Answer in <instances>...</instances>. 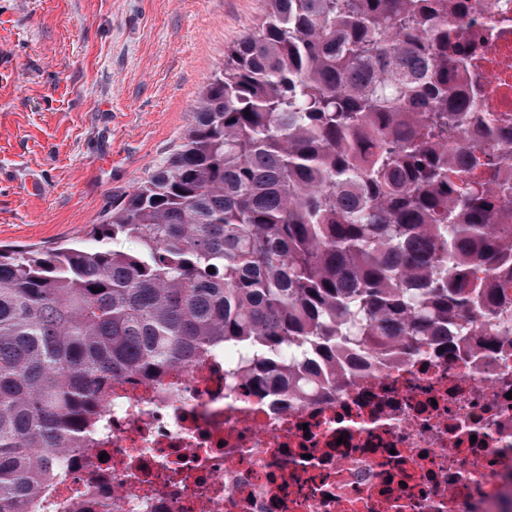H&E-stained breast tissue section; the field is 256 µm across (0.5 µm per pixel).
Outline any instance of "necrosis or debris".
I'll return each mask as SVG.
<instances>
[{
	"label": "necrosis or debris",
	"mask_w": 512,
	"mask_h": 512,
	"mask_svg": "<svg viewBox=\"0 0 512 512\" xmlns=\"http://www.w3.org/2000/svg\"><path fill=\"white\" fill-rule=\"evenodd\" d=\"M472 3L470 108L512 121V0ZM288 383L253 393L233 346L113 381L46 512H512V338L393 345L298 402Z\"/></svg>",
	"instance_id": "1"
}]
</instances>
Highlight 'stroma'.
Wrapping results in <instances>:
<instances>
[{"instance_id":"1","label":"stroma","mask_w":512,"mask_h":512,"mask_svg":"<svg viewBox=\"0 0 512 512\" xmlns=\"http://www.w3.org/2000/svg\"><path fill=\"white\" fill-rule=\"evenodd\" d=\"M265 0H0V245L89 239Z\"/></svg>"}]
</instances>
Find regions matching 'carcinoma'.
<instances>
[{
    "label": "carcinoma",
    "instance_id": "1",
    "mask_svg": "<svg viewBox=\"0 0 512 512\" xmlns=\"http://www.w3.org/2000/svg\"><path fill=\"white\" fill-rule=\"evenodd\" d=\"M470 8L266 0L106 235L0 247V512H38L115 379L234 345L250 385L302 394L389 336L455 353L512 332V126L471 136Z\"/></svg>",
    "mask_w": 512,
    "mask_h": 512
}]
</instances>
